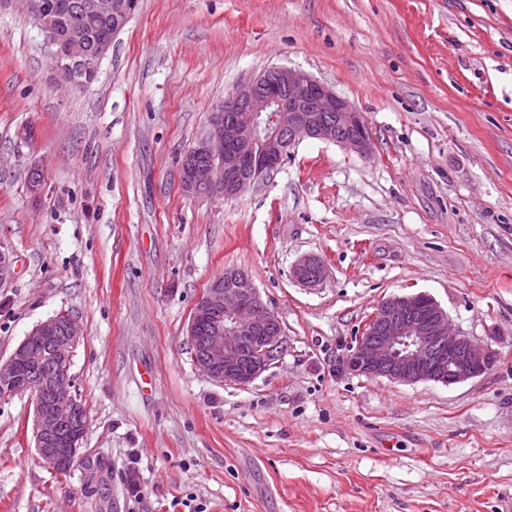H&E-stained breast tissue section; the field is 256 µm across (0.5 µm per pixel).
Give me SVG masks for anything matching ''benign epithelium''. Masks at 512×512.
<instances>
[{"label": "benign epithelium", "instance_id": "1", "mask_svg": "<svg viewBox=\"0 0 512 512\" xmlns=\"http://www.w3.org/2000/svg\"><path fill=\"white\" fill-rule=\"evenodd\" d=\"M136 7L137 0H72L69 5L73 14L116 33ZM42 33L56 60L58 80L71 88L94 79L87 72L86 51L103 59L112 47V41L96 40L79 29L63 37L49 22ZM302 137L333 141L361 156L371 150L361 113L348 100L302 70L274 67L240 85L214 111L207 134L181 159L183 190L234 198L275 171ZM200 153L210 162H196ZM326 275V264L315 255L300 258L292 270L306 287L320 284ZM187 335L195 367L222 385H248L276 364L286 344L279 317L250 275L235 267L224 269V281L197 300ZM80 337L75 318L53 316L0 360L4 396L28 392L33 398L35 448L42 465L54 473L72 470L86 458L81 445L88 426L66 428V418L82 409L69 355ZM496 359L489 346L452 332L447 312L431 295L419 292L385 299L354 337L337 371L449 386L485 374Z\"/></svg>", "mask_w": 512, "mask_h": 512}]
</instances>
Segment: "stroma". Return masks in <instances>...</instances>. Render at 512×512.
Listing matches in <instances>:
<instances>
[{"label":"stroma","mask_w":512,"mask_h":512,"mask_svg":"<svg viewBox=\"0 0 512 512\" xmlns=\"http://www.w3.org/2000/svg\"><path fill=\"white\" fill-rule=\"evenodd\" d=\"M278 66L353 103L370 156L305 138L235 198L186 193L179 160L216 106ZM0 251V359L79 320L99 467L91 486L47 471L30 394L0 397V512H512V0H138L81 90L5 0ZM305 255L328 267L312 288L292 277ZM228 267L287 340L244 387L210 381L187 342ZM406 292L494 367L451 386L337 375Z\"/></svg>","instance_id":"stroma-1"}]
</instances>
